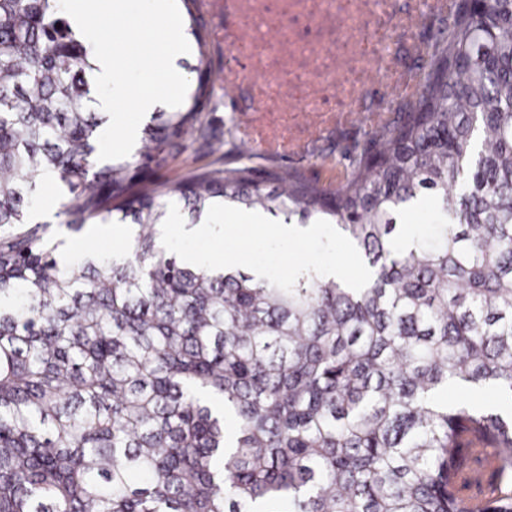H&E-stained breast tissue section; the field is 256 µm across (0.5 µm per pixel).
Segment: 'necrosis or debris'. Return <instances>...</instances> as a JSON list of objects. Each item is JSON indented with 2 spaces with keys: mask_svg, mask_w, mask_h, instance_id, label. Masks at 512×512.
<instances>
[{
  "mask_svg": "<svg viewBox=\"0 0 512 512\" xmlns=\"http://www.w3.org/2000/svg\"><path fill=\"white\" fill-rule=\"evenodd\" d=\"M224 12L240 22L233 50L250 61L257 111L296 120L361 111L363 93L379 83L411 99L421 73L396 62L394 33L417 32L425 17L448 15L450 3L400 10L395 0H224Z\"/></svg>",
  "mask_w": 512,
  "mask_h": 512,
  "instance_id": "1",
  "label": "necrosis or debris"
}]
</instances>
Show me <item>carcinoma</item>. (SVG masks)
<instances>
[{"mask_svg":"<svg viewBox=\"0 0 512 512\" xmlns=\"http://www.w3.org/2000/svg\"><path fill=\"white\" fill-rule=\"evenodd\" d=\"M93 65L58 0H0V512H512V0H461L416 97L336 185L214 166L134 181L98 159ZM190 107L141 133L161 166L202 141ZM50 175L68 228L139 226L128 257L62 265L28 212ZM425 197L439 220L405 245ZM324 219L371 271L291 293L167 251V204ZM498 450L475 506L458 453Z\"/></svg>","mask_w":512,"mask_h":512,"instance_id":"carcinoma-1","label":"carcinoma"}]
</instances>
